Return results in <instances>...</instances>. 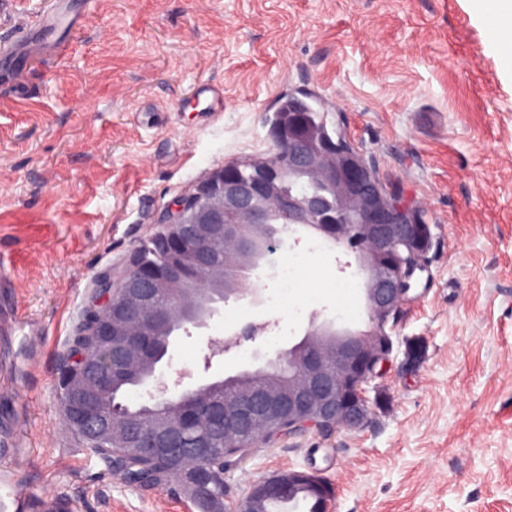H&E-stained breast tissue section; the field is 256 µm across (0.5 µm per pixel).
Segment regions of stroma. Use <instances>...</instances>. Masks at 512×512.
I'll list each match as a JSON object with an SVG mask.
<instances>
[{
  "label": "stroma",
  "mask_w": 512,
  "mask_h": 512,
  "mask_svg": "<svg viewBox=\"0 0 512 512\" xmlns=\"http://www.w3.org/2000/svg\"><path fill=\"white\" fill-rule=\"evenodd\" d=\"M55 0H0V46ZM470 0H99L62 58L29 62L34 96L0 68V255L14 302L51 335L14 391L39 485L81 512H198L176 485H131L63 423L58 376L97 277L121 271L172 202L213 171L272 147L284 94H315L380 177L421 203L435 235L419 295L393 332L370 423L256 444L224 484L315 471L328 512H512V69ZM224 88L209 122L191 100ZM281 298L223 305L176 330L158 370L195 388L255 353L299 343L312 318L366 329L355 254L310 232ZM278 296V295H277ZM248 322L287 326L241 341L204 368L207 341ZM200 103L201 100L206 102L204 107L207 115H215L216 112H224V88L209 83H202L196 87L193 95Z\"/></svg>",
  "instance_id": "stroma-1"
}]
</instances>
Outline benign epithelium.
<instances>
[{"label":"benign epithelium","mask_w":512,"mask_h":512,"mask_svg":"<svg viewBox=\"0 0 512 512\" xmlns=\"http://www.w3.org/2000/svg\"><path fill=\"white\" fill-rule=\"evenodd\" d=\"M269 136L272 150L249 160V176L220 168L166 210L161 229L150 236L165 263L158 266L136 249L119 276L98 278L97 293L86 307L96 319L84 322L83 343L61 375L60 387L69 394L68 427L114 470L136 480L151 477L144 486L165 478L151 465L168 461L181 465L177 481L210 494L260 440L309 429L329 436L365 426L374 414L369 386L390 363L392 330L413 285L427 271L431 248L418 240L423 208L377 176L363 153L328 141L319 129L300 124L293 112L284 114ZM298 176L330 186L333 202L287 190L286 181ZM299 228L354 249L365 273L367 331L313 321L307 331L314 338L311 349H288L262 367L243 371L258 383L219 403L202 386L181 388L183 373L171 383L157 379L151 399L176 395L187 406L161 415L146 429L133 419L116 422L105 412L98 393L111 385L110 371L149 362L150 335L171 337L175 313L195 302L186 292L187 267L194 270L197 293L216 286L225 302L233 298L255 305L261 295L254 287L259 263ZM215 244L223 248L220 266L211 260ZM283 364L292 371L286 382L273 375ZM203 424L224 436L223 449L212 447L207 436L185 445V432ZM304 484L330 500L331 488L316 473L292 470L257 482L231 512H263L261 503Z\"/></svg>","instance_id":"obj_1"}]
</instances>
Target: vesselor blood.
<instances>
[{
  "label": "vessel or blood",
  "instance_id": "vessel-or-blood-1",
  "mask_svg": "<svg viewBox=\"0 0 512 512\" xmlns=\"http://www.w3.org/2000/svg\"><path fill=\"white\" fill-rule=\"evenodd\" d=\"M97 0H80L72 5L70 0H57V7L37 21L23 28L11 43V51L17 59L31 56L65 55L67 40L59 36L60 28L81 24L84 17L93 11ZM194 97L205 101L208 115H215L224 109L222 87L202 83L195 90ZM22 337L23 341L41 337L45 329L39 324H21L16 318L5 315V306L0 303V335ZM13 416H5V430H0V512H78L77 502L56 496L41 487L31 484L29 479L18 472L15 461L24 453L8 429Z\"/></svg>",
  "mask_w": 512,
  "mask_h": 512
}]
</instances>
